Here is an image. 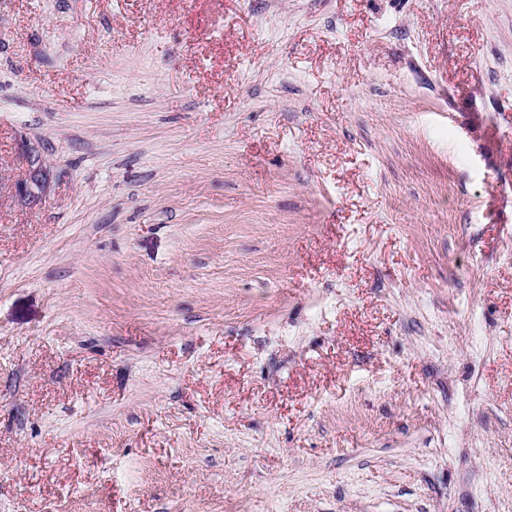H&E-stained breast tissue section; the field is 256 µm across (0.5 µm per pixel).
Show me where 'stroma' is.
Wrapping results in <instances>:
<instances>
[{"mask_svg": "<svg viewBox=\"0 0 512 512\" xmlns=\"http://www.w3.org/2000/svg\"><path fill=\"white\" fill-rule=\"evenodd\" d=\"M0 512H512V0H0ZM26 161V174L24 178L16 180L12 185V193L15 198L28 205L42 202L48 180L49 168L45 158L37 146L24 145Z\"/></svg>", "mask_w": 512, "mask_h": 512, "instance_id": "obj_1", "label": "stroma"}]
</instances>
